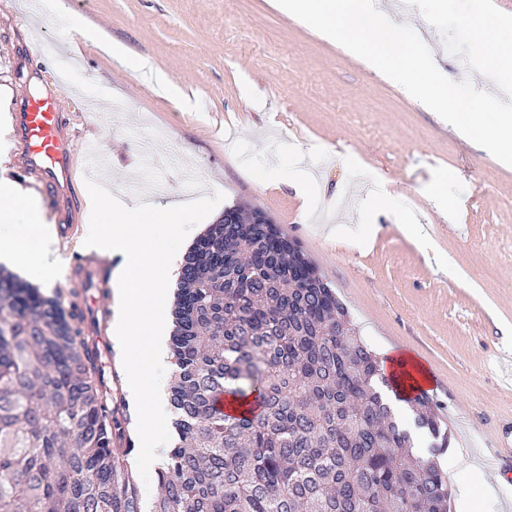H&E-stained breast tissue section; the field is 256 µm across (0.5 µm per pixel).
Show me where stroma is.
<instances>
[{
	"label": "stroma",
	"instance_id": "35a3bbf8",
	"mask_svg": "<svg viewBox=\"0 0 512 512\" xmlns=\"http://www.w3.org/2000/svg\"><path fill=\"white\" fill-rule=\"evenodd\" d=\"M385 12L427 35L439 71H471L447 52L417 7L381 0ZM79 16L95 39L71 25ZM43 45L41 59L23 47ZM147 59L125 68L107 47ZM160 71L179 87H158ZM0 124L33 97L59 98L83 153L110 157L114 196L165 207L213 191L216 218L260 209L300 245L336 293L358 336L395 349L429 373L449 453L498 475L490 451L512 455V166L466 142L433 113L276 0H0ZM125 115H109V100ZM175 157L197 179L184 187ZM307 193L261 184L279 165ZM447 177L450 218L428 198ZM390 182L393 206L370 191ZM420 224L433 245L406 232Z\"/></svg>",
	"mask_w": 512,
	"mask_h": 512
}]
</instances>
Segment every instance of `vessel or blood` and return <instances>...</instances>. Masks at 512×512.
I'll use <instances>...</instances> for the list:
<instances>
[{
    "label": "vessel or blood",
    "instance_id": "vessel-or-blood-1",
    "mask_svg": "<svg viewBox=\"0 0 512 512\" xmlns=\"http://www.w3.org/2000/svg\"><path fill=\"white\" fill-rule=\"evenodd\" d=\"M13 133L19 142L17 166L31 175L46 199V218L63 250H71L79 232L74 217L82 202L74 191V173L82 157L72 147L68 113L55 100L31 99L12 113ZM108 260L102 255L85 257L78 273L91 287L104 288Z\"/></svg>",
    "mask_w": 512,
    "mask_h": 512
}]
</instances>
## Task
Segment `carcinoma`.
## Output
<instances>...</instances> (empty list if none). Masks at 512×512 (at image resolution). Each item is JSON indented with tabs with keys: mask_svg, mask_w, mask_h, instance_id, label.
<instances>
[{
	"mask_svg": "<svg viewBox=\"0 0 512 512\" xmlns=\"http://www.w3.org/2000/svg\"><path fill=\"white\" fill-rule=\"evenodd\" d=\"M254 219L225 210L181 266L177 443L152 512H447L432 402L411 400L421 457L332 288ZM221 394L259 411L223 413ZM132 451L77 303L0 268V512H142Z\"/></svg>",
	"mask_w": 512,
	"mask_h": 512,
	"instance_id": "1",
	"label": "carcinoma"
}]
</instances>
